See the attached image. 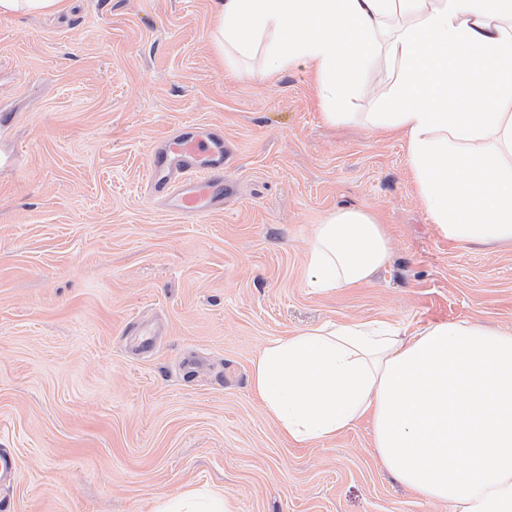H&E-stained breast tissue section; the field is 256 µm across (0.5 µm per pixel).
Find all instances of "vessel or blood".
Returning a JSON list of instances; mask_svg holds the SVG:
<instances>
[{"mask_svg":"<svg viewBox=\"0 0 512 512\" xmlns=\"http://www.w3.org/2000/svg\"><path fill=\"white\" fill-rule=\"evenodd\" d=\"M224 136L194 122L160 143L146 167L150 189L166 192L182 215L205 216L224 202Z\"/></svg>","mask_w":512,"mask_h":512,"instance_id":"1","label":"vessel or blood"}]
</instances>
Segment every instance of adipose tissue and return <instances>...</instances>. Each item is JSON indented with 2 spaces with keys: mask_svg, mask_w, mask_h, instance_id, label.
Returning <instances> with one entry per match:
<instances>
[{
  "mask_svg": "<svg viewBox=\"0 0 512 512\" xmlns=\"http://www.w3.org/2000/svg\"><path fill=\"white\" fill-rule=\"evenodd\" d=\"M225 61L264 54L265 73L305 62L329 123L387 53L395 83L365 123L406 138L407 163L439 232L512 244V0H213ZM390 255L370 211L341 207L315 225L308 285L373 283ZM252 389L288 439L334 438L362 418L396 478L458 512H512V331L473 321L407 334L394 322L323 323L270 342ZM152 512H234L188 490Z\"/></svg>",
  "mask_w": 512,
  "mask_h": 512,
  "instance_id": "adipose-tissue-1",
  "label": "adipose tissue"
}]
</instances>
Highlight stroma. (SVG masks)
<instances>
[{
  "mask_svg": "<svg viewBox=\"0 0 512 512\" xmlns=\"http://www.w3.org/2000/svg\"><path fill=\"white\" fill-rule=\"evenodd\" d=\"M211 0H69L0 16V512H149L211 489L236 512H453L400 484L361 420L297 444L254 395L270 340L323 323L512 330V245L432 224L398 135L369 131L379 55L347 119L313 70L225 65ZM187 121L224 132V207L170 211L144 184ZM364 207L390 259L373 284L307 285L314 224ZM156 329L152 350L139 333Z\"/></svg>",
  "mask_w": 512,
  "mask_h": 512,
  "instance_id": "1",
  "label": "stroma"
}]
</instances>
